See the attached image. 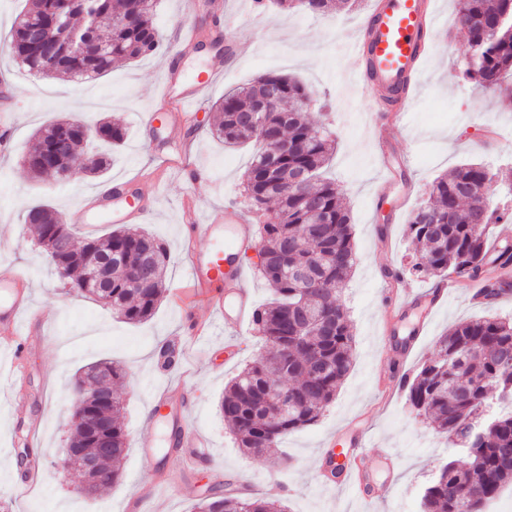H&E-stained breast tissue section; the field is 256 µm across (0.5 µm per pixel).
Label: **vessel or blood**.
<instances>
[{
    "label": "vessel or blood",
    "mask_w": 512,
    "mask_h": 512,
    "mask_svg": "<svg viewBox=\"0 0 512 512\" xmlns=\"http://www.w3.org/2000/svg\"><path fill=\"white\" fill-rule=\"evenodd\" d=\"M434 21L432 0H372L364 24L349 42L348 51L357 74L375 89L378 106L389 114L388 124L378 130L380 137L392 136L397 122L415 102L411 87L430 53L429 36ZM209 86V81H197L178 92L172 81H165L163 97L173 104L175 119L187 120L188 106L201 104ZM129 196L128 184L114 186L113 223L129 220ZM192 233L203 246L193 250L188 258L178 294L184 301L208 294L225 332L239 331L254 315V297L239 258L243 252L256 248V227L237 205L228 204L199 211ZM32 289L25 273L9 265L0 266V350L8 351L15 362L19 361L31 333V326L24 323L23 317L33 311ZM447 299L445 288H433L404 297L399 307L404 311L417 306L434 309L444 306ZM170 393L167 386L156 391L153 415L164 420L167 444L179 449L184 459L195 461L208 453L212 443L189 422L183 409L173 407ZM364 446V436H357L336 461L341 474L347 476L352 493L378 502L386 498L387 485H379L375 494H367L364 472L354 469Z\"/></svg>",
    "instance_id": "obj_1"
}]
</instances>
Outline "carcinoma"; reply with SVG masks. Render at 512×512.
I'll list each match as a JSON object with an SVG mask.
<instances>
[{"label": "carcinoma", "instance_id": "cac0c4a2", "mask_svg": "<svg viewBox=\"0 0 512 512\" xmlns=\"http://www.w3.org/2000/svg\"><path fill=\"white\" fill-rule=\"evenodd\" d=\"M458 21L469 35L474 64L463 77L476 86L501 87L512 77V0H456ZM157 0H87L85 11L70 0H26L5 50L28 71L51 78L82 80L106 74L115 61H139L155 55L164 37L155 24ZM284 10L300 9L324 14L334 8L332 0H278ZM66 21L67 32L78 30L76 17L94 22L97 40L104 43L102 55L85 45L78 55H64L52 66L28 46L26 27L31 20ZM276 83L280 99L262 116L255 128L243 119ZM311 94L301 81L287 75L265 74L245 87L224 93L214 104L213 133L224 144L235 147L253 142L272 144L288 139L296 148L284 160L282 173L296 171L305 180L288 186L283 196L265 193L266 156L256 149L244 175V192L256 211L271 199L277 208L262 225L264 259L258 271L270 285L272 296L257 308L254 329L265 339L267 355L247 364L228 382L220 409L236 436L238 447L247 454L278 445L288 434L314 424L336 396L341 380L353 361L354 334L347 313L338 300L343 283L351 275L356 256L350 216L336 184L319 178L331 155L327 131L304 118L300 100ZM97 139L112 148L125 142V131L117 124L98 121ZM68 130L69 145L64 158L31 164L35 178H70L69 161L94 176L105 175L111 155L92 150V141L71 128L70 120H57L36 132L27 155H44L48 141L58 130ZM512 183V169L492 172L479 163L466 162L450 173L436 177L428 198L413 211L408 236L415 260L411 270L426 277L468 278L485 272L493 262L502 269L512 265V248L491 257L489 230L493 224H512V208L483 203L479 189L490 179ZM24 223L33 227L38 245L55 275L68 281L71 289L92 300L94 291L83 288L86 259L93 250L112 249V311L130 324L152 318L163 295L167 249L140 228L117 227L97 237L76 240L69 224L49 205L30 207ZM512 283L492 278L485 288V304L491 305ZM332 315L334 332L315 333L304 312L297 307L300 293ZM512 349V319L495 316L459 322L436 341V350L414 374L408 398L417 414L428 419L434 430L464 453L465 461L444 464L423 495L424 512H483V504L501 487L512 483V412L497 410L512 404V366L472 355L476 350ZM102 367L112 382L126 379L124 369L112 361H97L81 369L71 388L76 394L84 384L98 378L90 370ZM296 398L298 408L288 414L265 402L269 385H282ZM123 406L112 392L104 390L92 405L94 417L112 420V448L100 459L95 490L111 487L121 476L120 463L126 451L122 422ZM467 468L471 496L458 501L457 475ZM194 512H282L277 502L262 497L238 498L224 495L221 486L194 505Z\"/></svg>", "mask_w": 512, "mask_h": 512}]
</instances>
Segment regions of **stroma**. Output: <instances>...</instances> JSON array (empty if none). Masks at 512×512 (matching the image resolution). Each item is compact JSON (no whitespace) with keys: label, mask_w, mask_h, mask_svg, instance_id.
I'll return each mask as SVG.
<instances>
[{"label":"stroma","mask_w":512,"mask_h":512,"mask_svg":"<svg viewBox=\"0 0 512 512\" xmlns=\"http://www.w3.org/2000/svg\"><path fill=\"white\" fill-rule=\"evenodd\" d=\"M217 8L187 13L182 0H159L156 23L166 37L160 55L136 63H113L107 75L79 82L34 76L11 57L0 55V80L11 82L15 123L11 149L0 155V265H14L34 281L33 305L45 324V333L26 347L21 380L25 407L11 402L13 388L0 377V500L13 512H129L139 487L153 485L166 512H193L209 486L253 480L259 496L277 501L283 512H422V495L440 466L456 458L457 450L417 416L407 392L388 395L391 375H414L434 351L438 336L458 321L485 314L458 288L445 306L428 315L422 335L410 348L400 341L411 332L416 312L390 315V296L381 295L383 280L398 277L399 285L414 291L434 286L406 272L410 249L406 226L412 210L423 198L426 185L436 176L467 161L495 169L512 164V110L499 106V92L483 90L462 78L469 55L468 38L456 19L454 0H434L437 23L431 38L434 49L416 86V105L408 126L392 141L388 158L395 168L391 184H384L371 121L373 92L347 64V42L370 8L360 0L356 9H341L322 16L288 13L270 7L254 8L252 0H218ZM240 23L229 41L233 59L201 104L194 124L172 136L169 121L144 126L145 112L163 111L161 89L165 58L177 56L179 83L193 82L197 71L214 62L213 46L191 47L182 32L197 26L214 28L225 14ZM264 73L297 77L312 92L308 121L326 125L335 145L325 175L335 181L349 209L356 264L339 300L348 310L355 336L353 364L335 399L313 425L289 435L262 456L244 454L224 423L220 403L225 384L256 358L264 342L253 326H245L235 342L237 352L226 356L224 334L215 332L193 350L184 352L178 366L162 368L158 348L177 342L183 334L176 290L186 255L189 209L218 207L231 201L243 208L252 222L262 214L241 197L249 148L227 147L213 137V104L225 92L251 82ZM65 117L90 122L105 119L126 132L115 149L112 166L99 178L76 172L69 181L33 178L22 160L40 127ZM168 144L181 163L156 159L153 145ZM118 178L136 179L138 201L150 207L139 221L168 250L164 273L166 291L154 316L144 324L119 322L111 311L68 290L42 262L34 235L22 221L25 208L48 204L62 214L87 206L98 221L96 235L112 230L110 213L96 209V197ZM406 207H398L400 197ZM108 359L126 368L131 382L115 386L124 403L127 452L120 479L108 490L76 494L79 473L63 469L59 450L70 434L71 400L68 389L77 371ZM183 383L193 404L191 423L213 441L210 460L183 466L177 452L160 448L155 460L144 461L136 447L141 432L151 424L154 391L166 384ZM43 418L42 443L35 453L40 461V483L27 498L14 487L23 475L14 462L20 451L19 434L35 418ZM366 435L362 464L383 477L381 456L392 452L393 487L386 501L366 509L337 479L319 470L317 455L331 436L350 426Z\"/></svg>","instance_id":"1"}]
</instances>
